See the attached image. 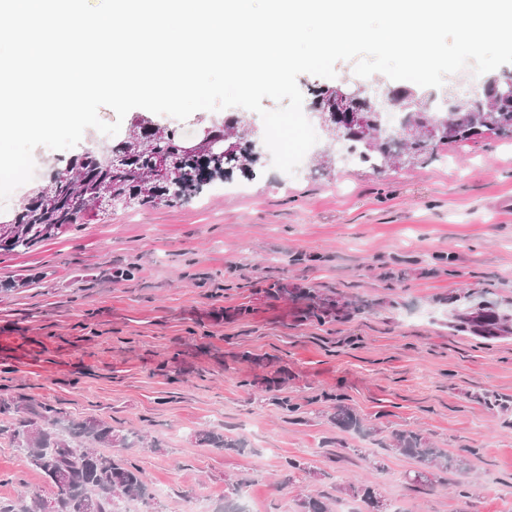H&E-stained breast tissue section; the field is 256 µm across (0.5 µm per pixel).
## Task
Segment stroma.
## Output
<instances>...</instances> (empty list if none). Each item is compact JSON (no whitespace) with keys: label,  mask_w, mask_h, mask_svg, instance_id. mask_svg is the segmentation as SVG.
<instances>
[{"label":"stroma","mask_w":512,"mask_h":512,"mask_svg":"<svg viewBox=\"0 0 512 512\" xmlns=\"http://www.w3.org/2000/svg\"><path fill=\"white\" fill-rule=\"evenodd\" d=\"M71 156L36 148L32 182L0 218ZM282 277L368 308L298 321L263 294ZM474 293L512 308L511 140L442 144L382 173L359 161L321 172L310 154L296 178L267 154L255 177L215 181L184 203L92 214L0 253V394L154 440L108 450L143 468L150 492L120 512H219L231 482L245 512H296L305 496L342 512L360 481L403 512H512V337L453 328ZM242 302L252 314L225 319ZM245 351L287 370L280 394L299 413L255 385L263 370L240 361ZM335 394L362 433L330 423ZM16 419L0 412V502L54 499L11 442ZM203 430L243 445L211 448ZM395 430L421 431L466 469L412 484L416 462L384 447Z\"/></svg>","instance_id":"1"}]
</instances>
